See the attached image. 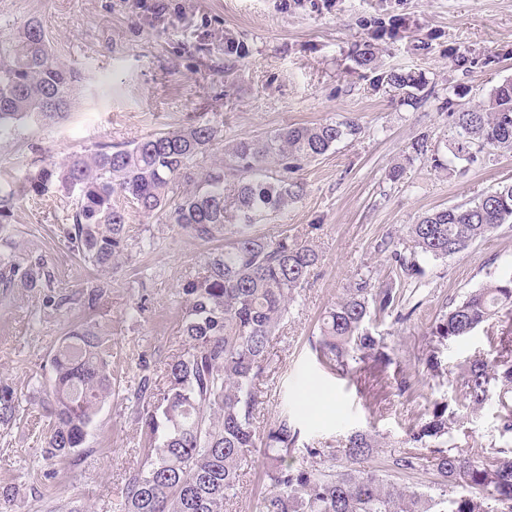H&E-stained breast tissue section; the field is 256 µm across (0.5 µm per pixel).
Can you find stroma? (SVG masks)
<instances>
[{
  "mask_svg": "<svg viewBox=\"0 0 512 512\" xmlns=\"http://www.w3.org/2000/svg\"><path fill=\"white\" fill-rule=\"evenodd\" d=\"M31 19L41 23L51 55L79 70L82 88L67 119L30 120L0 138V173L6 175L190 123L219 127L195 162L199 174L243 138L347 118L360 126L359 135L294 170L292 179L304 189L301 201L259 224L265 234L288 225L317 245L322 263L271 343L258 431H267L284 408L297 412L302 440L317 447H339L352 432L369 430L387 442L374 458L383 468L390 448L413 450L410 428L426 408L442 403L465 450L512 446V437L497 431V400L473 413L459 398L458 364L497 355L487 326L445 343L432 334L453 304L512 274V223L462 254L418 260L399 316L372 324L392 360L375 406L346 375L324 369L309 343L320 313L357 275L390 286L394 252L408 256L415 250L408 224L512 184V152H492L463 174L433 165L434 158L449 155V92L463 89L465 103L476 108L512 80V0H0V41L17 38ZM395 20L404 28L397 38L380 40L383 62L423 74L426 96L416 106L373 87L350 59L355 43ZM229 37L238 52L227 53ZM457 52L470 58L468 68L454 64ZM422 136L428 150L417 156L412 145ZM398 162L406 171L394 182L388 171ZM72 208L58 194L33 195L17 202L11 220L17 256L41 258L56 294L65 298L62 306L49 307L40 292L0 294V381L12 386L19 404L17 424L0 433V486L12 487L16 512H69L75 506L112 512L138 460L140 431L127 394L141 375L139 357L148 356L154 381L163 383V365L182 341L181 290L210 250L129 203L131 257L102 271L76 258L63 237L60 226ZM90 279L107 290L93 309L82 300V285ZM75 320L91 322L110 340L116 394L95 420L87 455L59 465L56 478L48 479L42 430L49 353ZM433 358L439 362L435 372L429 368ZM312 382L321 400L305 414L300 406ZM267 490L262 464L254 462L224 512H255Z\"/></svg>",
  "mask_w": 512,
  "mask_h": 512,
  "instance_id": "stroma-1",
  "label": "stroma"
}]
</instances>
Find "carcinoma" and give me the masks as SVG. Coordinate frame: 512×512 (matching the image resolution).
Instances as JSON below:
<instances>
[{
    "label": "carcinoma",
    "mask_w": 512,
    "mask_h": 512,
    "mask_svg": "<svg viewBox=\"0 0 512 512\" xmlns=\"http://www.w3.org/2000/svg\"><path fill=\"white\" fill-rule=\"evenodd\" d=\"M379 37L354 44L355 66L373 83L416 105L424 98L423 76L381 61ZM80 73L48 52L40 22H26L15 42L0 45V133L34 118L53 122L69 116ZM464 92L448 98L455 134L450 152L468 165L493 150L512 151V80L497 86L478 109L455 110ZM360 133L353 120L289 126L263 139L243 138L228 159L202 177L194 162L212 145L218 127L196 123L151 134L130 145H103L89 155H74L60 166H35L20 178L0 182V240L14 204L53 189L75 199L63 234L72 252L98 269H112L127 246L124 198L144 214L163 213L167 223L202 242L230 240L206 256L202 271L181 289L184 344L166 362V387L156 397L149 364L131 393L134 419L141 425V460L130 472L113 512H224L237 496L240 472L255 448H265L264 477L270 490L256 512H512V449L493 448L476 457L460 449L448 406L435 404L429 418L411 429L409 441L430 450L390 455L389 467L409 473L432 464L435 493H425L388 478L370 465L388 444L376 434L356 431L340 448L300 443V429L281 412L266 433L257 434L255 413L262 403L260 379L269 365V345L295 295L309 283L321 262L315 245L288 227L263 234L255 224L270 212H284L302 199L303 189L288 177L303 161L325 155L337 142ZM283 173L265 175L274 161ZM244 175L224 196V169ZM194 184L178 192L179 185ZM512 223V184L468 206L421 216L407 230L418 254L448 258L467 251L499 226ZM393 281L413 275L416 260L394 254ZM51 275L37 258L27 262L0 250V285L29 292L51 287ZM107 289L97 279L83 287L84 304L96 306ZM401 288H377L361 275L328 307L313 348L319 363L333 373H348L376 383L391 364L384 338L369 327L404 299ZM512 313V275L469 293L436 322L440 342L471 333L501 311ZM499 358L475 357L458 366L462 398L478 410L499 388L501 434H512V350L501 336ZM112 346L87 322H75L52 355V399L44 457L75 463L83 454L90 427L112 397ZM14 390L0 385V426L17 420ZM469 494L448 497V486Z\"/></svg>",
    "instance_id": "obj_1"
}]
</instances>
